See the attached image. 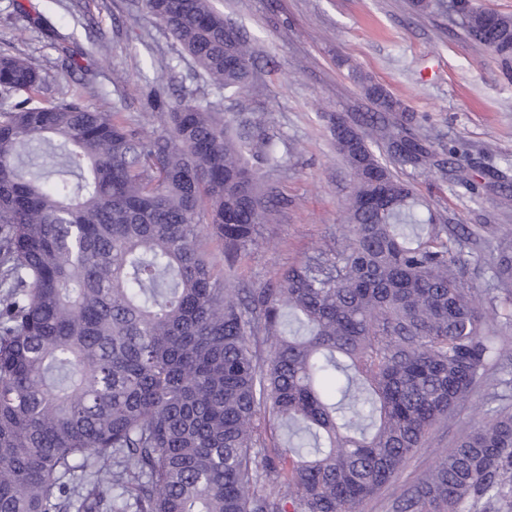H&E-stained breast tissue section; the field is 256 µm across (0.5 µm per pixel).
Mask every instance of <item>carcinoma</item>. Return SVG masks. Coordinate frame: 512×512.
Returning <instances> with one entry per match:
<instances>
[{
    "label": "carcinoma",
    "mask_w": 512,
    "mask_h": 512,
    "mask_svg": "<svg viewBox=\"0 0 512 512\" xmlns=\"http://www.w3.org/2000/svg\"><path fill=\"white\" fill-rule=\"evenodd\" d=\"M205 82L239 92L246 38L224 42L212 0H143ZM41 28L77 67L73 35ZM461 25L512 53V19ZM150 86L160 124L131 123L0 56V512H359L501 370L512 327V239L498 286L459 258L471 232L371 148L415 170L431 148L379 108L330 132L353 177L345 242L261 287L224 273L277 208L274 143L220 103ZM391 512H512V379ZM78 468L86 480L71 486ZM120 494H114V491Z\"/></svg>",
    "instance_id": "1"
}]
</instances>
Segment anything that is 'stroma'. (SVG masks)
<instances>
[{"label": "stroma", "mask_w": 512, "mask_h": 512, "mask_svg": "<svg viewBox=\"0 0 512 512\" xmlns=\"http://www.w3.org/2000/svg\"><path fill=\"white\" fill-rule=\"evenodd\" d=\"M43 12L61 31L72 33L80 71L67 73L60 53L45 35L30 30L14 40L24 22L13 0H0V52L18 53L47 72L54 87L76 90L100 109L122 112L131 122L154 124L148 79L153 68L170 67L175 88H196L194 62L144 11L141 0H22ZM412 0H213L250 43L256 67L248 88L223 102L225 119L250 121L276 144L280 163L266 170L276 194L278 220L263 225L257 242L238 257L232 272L259 286L311 255L314 248L346 233L343 203L351 172L338 155L328 129L334 116L354 118L372 105L363 79L383 86L410 116L412 132L438 154L457 146L473 161L512 178V58L475 42L447 11L422 13ZM123 70V84L112 82ZM397 174L451 225L474 236L464 248L467 277L483 289L493 282L494 247L512 238V208L499 205L497 187L479 172L468 186L448 181L439 169ZM487 392L479 390L461 408L458 427L485 417ZM448 428L439 447L418 453L388 491L361 505V512H389L393 495L433 466L455 440Z\"/></svg>", "instance_id": "obj_1"}]
</instances>
